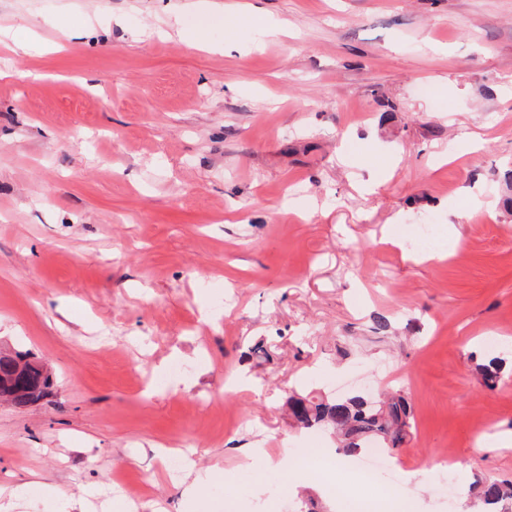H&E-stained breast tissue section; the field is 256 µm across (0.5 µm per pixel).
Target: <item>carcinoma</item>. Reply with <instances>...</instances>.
Returning a JSON list of instances; mask_svg holds the SVG:
<instances>
[{
  "label": "carcinoma",
  "mask_w": 512,
  "mask_h": 512,
  "mask_svg": "<svg viewBox=\"0 0 512 512\" xmlns=\"http://www.w3.org/2000/svg\"><path fill=\"white\" fill-rule=\"evenodd\" d=\"M30 353L0 356V397L16 408H25L30 397L46 394L52 376L43 366L31 360ZM292 415L305 428L327 426L342 439V451L354 456L370 445L395 449L406 440L411 428L410 406L401 394L374 400L357 394L344 399L307 398L293 400ZM473 491L483 512H506L504 504L512 501V480L481 478Z\"/></svg>",
  "instance_id": "obj_1"
}]
</instances>
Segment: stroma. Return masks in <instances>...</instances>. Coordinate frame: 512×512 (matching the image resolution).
<instances>
[{"mask_svg":"<svg viewBox=\"0 0 512 512\" xmlns=\"http://www.w3.org/2000/svg\"><path fill=\"white\" fill-rule=\"evenodd\" d=\"M177 3L0 0L35 38L0 58V351L55 379L0 404V484L51 485L40 512H330L360 476L291 399L398 392L385 512H461L512 479V0L183 10L202 50L156 36ZM424 219L439 246L407 247ZM257 446L336 464L284 500ZM170 453L217 472L197 500ZM444 456L470 463L445 491Z\"/></svg>","mask_w":512,"mask_h":512,"instance_id":"35a3bbf8","label":"stroma"}]
</instances>
